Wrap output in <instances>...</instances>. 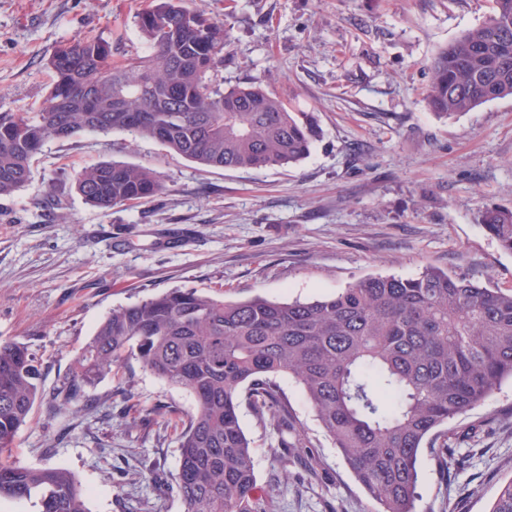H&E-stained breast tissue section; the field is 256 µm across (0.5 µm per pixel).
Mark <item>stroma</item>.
<instances>
[{
    "label": "stroma",
    "mask_w": 512,
    "mask_h": 512,
    "mask_svg": "<svg viewBox=\"0 0 512 512\" xmlns=\"http://www.w3.org/2000/svg\"><path fill=\"white\" fill-rule=\"evenodd\" d=\"M151 0H0V112L46 98L62 40L95 34L141 44ZM223 21L231 86L270 89L320 129L310 155L260 170L204 167L146 139L91 133L48 141L28 184L0 196V341L24 342L41 400L18 433L21 465L70 471L89 512H184L172 482L193 396L138 363L86 388L65 424L45 401L112 308L174 288L227 301L314 300L370 277L432 266L512 289V254L482 226L512 209V98L444 118L425 109L429 62L482 25L492 0H185ZM153 168L164 191L103 211L76 183L88 166ZM275 380L292 427L241 407L256 498L273 512H376L288 374ZM456 450L443 467V447ZM416 512H488L512 477V380L426 440Z\"/></svg>",
    "instance_id": "stroma-1"
}]
</instances>
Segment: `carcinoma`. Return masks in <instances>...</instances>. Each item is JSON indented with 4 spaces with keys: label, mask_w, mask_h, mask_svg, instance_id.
Wrapping results in <instances>:
<instances>
[{
    "label": "carcinoma",
    "mask_w": 512,
    "mask_h": 512,
    "mask_svg": "<svg viewBox=\"0 0 512 512\" xmlns=\"http://www.w3.org/2000/svg\"><path fill=\"white\" fill-rule=\"evenodd\" d=\"M135 25L134 51L97 36L59 42L47 62L45 101L30 112H0V196L25 186L48 140L84 133L149 138L224 169L309 155L317 130L263 81L222 88L224 23L183 0H154ZM429 69L423 101L437 116L512 97V0H494L488 20L440 49ZM77 189L107 210L146 201L163 184L151 168L112 161L84 169ZM482 222L512 254V209H487ZM130 360L195 399L173 477L184 512H267L254 496L240 407L288 431V400L272 380L279 373L301 386L377 512H415L424 440L512 379V291L434 267L415 277L363 278L305 302H226L194 288L168 290L112 309L49 410L70 411L85 388ZM39 377L27 346L0 342V500L35 497L38 512H88L71 472L12 459ZM489 512H512V477Z\"/></svg>",
    "instance_id": "obj_1"
}]
</instances>
